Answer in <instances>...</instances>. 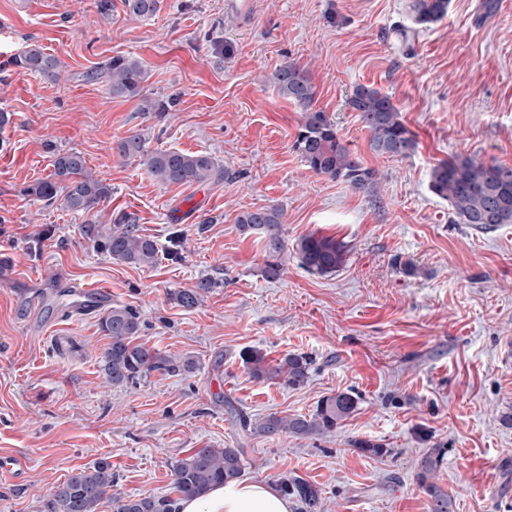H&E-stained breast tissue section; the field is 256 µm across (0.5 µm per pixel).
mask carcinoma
<instances>
[{"instance_id": "cac0c4a2", "label": "carcinoma", "mask_w": 512, "mask_h": 512, "mask_svg": "<svg viewBox=\"0 0 512 512\" xmlns=\"http://www.w3.org/2000/svg\"><path fill=\"white\" fill-rule=\"evenodd\" d=\"M124 12L131 17L155 14L159 0H122ZM449 0H413L414 23L428 26L448 13ZM18 68L35 73L50 81L60 70L58 58L36 45L26 46L12 60ZM93 81L108 82L114 95L134 97L145 79L142 62L135 57L115 56L87 74ZM278 92L301 112V124L294 149L317 175L342 180L352 188L372 190L378 183L376 169L366 167L353 156L338 136L327 114L315 109L316 90L304 68L288 62L270 76ZM349 107L359 114L370 133V148L379 155L405 157L411 154L416 141L405 125L391 97L376 88L358 86L349 98ZM121 157H136L151 177L162 185H193L224 178V167L204 153L146 149L145 140L132 132L118 140L115 146ZM53 171L44 180L28 186L25 194L32 201L61 208L85 216L97 212L106 202L112 188L89 171L85 158L76 151L56 152ZM430 191L448 201L453 222L478 229H492L512 224V167L488 165L475 155L458 154L442 160L431 171ZM237 223L243 230L261 235L265 253L261 273L268 281L281 278L286 240L283 213L277 206L242 212ZM97 246L113 260L139 267H153L159 261V249L154 240L140 235L135 219L128 215L118 218L111 231L96 232ZM299 265L308 273L329 276L346 261V247L332 238L310 234L297 244ZM219 286L210 277H201L186 290L175 291L170 299L178 306L191 310L204 295ZM100 329L110 339L101 362L107 380L114 385H134L152 372H190L195 367L191 358L179 359L158 349L136 343L142 322L139 312L130 306L106 309L100 318ZM240 358L251 376L259 381L279 382L291 389L306 386L310 381L312 359L305 354L288 353L278 360H269L258 348L242 350ZM358 398L350 392H338L322 397L309 415L272 413L252 420L240 413L235 424L243 438L254 435L273 437L289 435L309 438L335 432L357 409ZM349 445L357 451L381 456L384 445L366 439H352ZM442 450L434 448L420 463L417 480L429 499L430 512H452L453 501L435 482V472L442 462ZM244 469V446L235 448H192L172 465V477L178 499L155 495L126 496L112 492V466L100 461L92 467L77 469L46 496L43 512H98L103 499L110 497L115 512H177V500L204 495L216 485L240 478ZM279 491L293 496L300 504L299 512H319L321 490L300 477L280 476Z\"/></svg>"}]
</instances>
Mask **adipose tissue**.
I'll return each mask as SVG.
<instances>
[{"label":"adipose tissue","instance_id":"ef3b65f1","mask_svg":"<svg viewBox=\"0 0 512 512\" xmlns=\"http://www.w3.org/2000/svg\"><path fill=\"white\" fill-rule=\"evenodd\" d=\"M180 512H291V503L273 485L235 480L213 487L204 497L186 499Z\"/></svg>","mask_w":512,"mask_h":512}]
</instances>
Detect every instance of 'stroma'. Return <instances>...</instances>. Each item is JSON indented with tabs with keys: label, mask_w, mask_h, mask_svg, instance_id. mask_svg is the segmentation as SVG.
<instances>
[{
	"label": "stroma",
	"mask_w": 512,
	"mask_h": 512,
	"mask_svg": "<svg viewBox=\"0 0 512 512\" xmlns=\"http://www.w3.org/2000/svg\"><path fill=\"white\" fill-rule=\"evenodd\" d=\"M412 0H162L135 19L95 0H0V512H42L71 471L107 461L115 492L172 496L171 469L190 449L237 444L225 410L249 418L307 415L325 395L354 392L336 433L252 436L244 478L297 475L322 490L321 512H429L420 461L433 446L436 481L455 512H512V224H456L429 189L434 165L456 154L512 167V0L475 26L478 0L402 43ZM35 43L61 63L50 82L10 66ZM117 55L146 70L139 96H115L88 71ZM307 69L317 109L365 166L372 191L313 173L294 150L300 112L268 77L285 62ZM388 94L417 148L377 156L347 100L356 86ZM163 102L142 111L144 99ZM137 131L148 149L205 153L224 179L159 185L112 144ZM81 152L112 197L94 222L30 202L23 190L56 152ZM280 206L289 244L309 234L346 244L345 264L314 276L289 252L281 279L261 275L259 235L243 211ZM135 218L160 248L156 266L112 260L90 224ZM179 234L178 259L168 257ZM423 273L406 277L393 258ZM220 280L196 308L169 301L202 276ZM102 285L135 308L141 343L196 362L132 386L100 367L108 339L99 314L66 312L63 284ZM257 347L313 360L291 389L251 377ZM353 438L382 443L364 456Z\"/></svg>",
	"instance_id": "35a3bbf8"
}]
</instances>
